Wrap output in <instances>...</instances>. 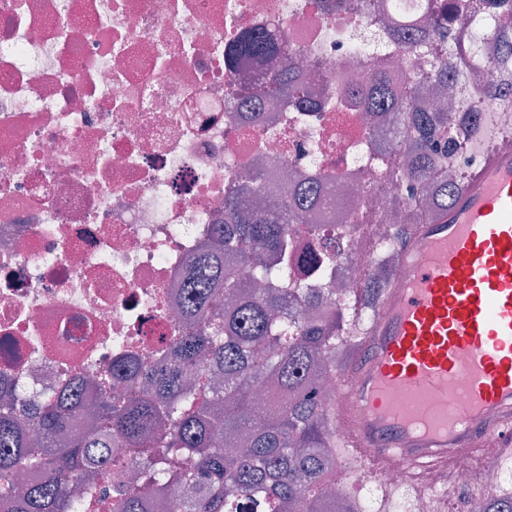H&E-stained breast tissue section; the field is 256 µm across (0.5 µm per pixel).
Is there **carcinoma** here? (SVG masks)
<instances>
[{"instance_id":"obj_1","label":"carcinoma","mask_w":512,"mask_h":512,"mask_svg":"<svg viewBox=\"0 0 512 512\" xmlns=\"http://www.w3.org/2000/svg\"><path fill=\"white\" fill-rule=\"evenodd\" d=\"M432 25L420 34L398 35L410 51L425 40L447 50L426 76L431 95L442 100L458 77L457 57L473 49L462 31L448 36V18L437 0H428ZM296 53L280 33L260 28L240 32L225 49L233 73L262 59ZM293 66L243 86L234 96L259 100L288 96L302 106L304 90L293 83ZM371 102L384 112H400L410 131L408 161L400 173L414 193L413 204L438 215L448 210L461 184L436 176L437 162L448 153V113L438 106L403 102L390 90L383 73L372 77ZM252 187L224 198V223L216 225L203 266L188 279L191 305L186 322L165 337L152 360L137 366H112V387L134 377L142 388L94 399L78 391L54 395L28 408V424L15 414V391L0 381V477L20 463L41 473L35 481L10 490L11 512H74V477H92L109 451L135 450L142 457L140 484L112 491L114 512H145L153 493L173 512H318L327 485L336 478L342 441L333 430V403L318 390L314 375L334 374L352 356L365 329L352 327V312L338 307L324 290L296 287L288 259L298 212L314 201L318 182H306L278 203L249 207L243 196ZM248 261L253 276L275 278L279 287L250 290L224 268V255ZM394 265L380 262L361 294L369 311L391 280ZM224 278V297L213 293V277ZM206 359L224 369V386L189 377ZM273 377L288 390V402L256 413L252 385ZM88 415L93 429L59 445L56 435L77 413ZM42 437L43 449L30 446L29 430ZM485 512H512V496L488 498Z\"/></svg>"}]
</instances>
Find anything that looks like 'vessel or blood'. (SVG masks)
Segmentation results:
<instances>
[{
  "instance_id": "b4317fda",
  "label": "vessel or blood",
  "mask_w": 512,
  "mask_h": 512,
  "mask_svg": "<svg viewBox=\"0 0 512 512\" xmlns=\"http://www.w3.org/2000/svg\"><path fill=\"white\" fill-rule=\"evenodd\" d=\"M360 348L336 404L354 457L411 484L453 455L496 462L512 446V142L404 237Z\"/></svg>"
}]
</instances>
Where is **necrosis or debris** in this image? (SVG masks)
<instances>
[{
	"instance_id": "necrosis-or-debris-1",
	"label": "necrosis or debris",
	"mask_w": 512,
	"mask_h": 512,
	"mask_svg": "<svg viewBox=\"0 0 512 512\" xmlns=\"http://www.w3.org/2000/svg\"><path fill=\"white\" fill-rule=\"evenodd\" d=\"M468 42L465 97L449 104L447 169L469 177L512 137V95L496 91L490 48L512 23L484 0H456ZM418 0H0V379L20 397L54 394L76 374L97 376L123 356L150 361L183 314L182 279L224 221V197L241 185L281 198L292 171L321 176L301 212L292 262L302 288H323L315 225L341 234L336 278L357 302L376 247L396 252L400 158L369 149L388 116L355 101L374 71L415 95L434 55L392 46L394 23L427 26ZM282 23L297 50L307 112L263 101L259 119L227 110L234 88L286 66L273 57L236 73L224 60L241 31ZM447 512H480L474 489L494 491L498 467L467 454L450 460ZM134 451L113 456L79 512H112L109 485L135 483ZM399 467L336 469L338 501L372 512L380 491L403 487Z\"/></svg>"
}]
</instances>
